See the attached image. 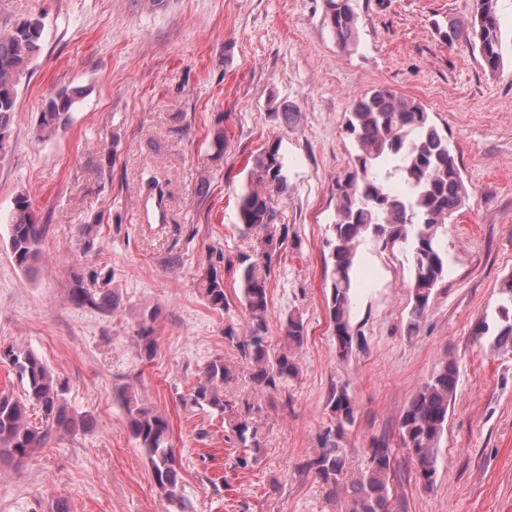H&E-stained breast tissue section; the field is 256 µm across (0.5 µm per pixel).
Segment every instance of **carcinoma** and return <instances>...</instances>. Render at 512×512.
<instances>
[{"label": "carcinoma", "instance_id": "cac0c4a2", "mask_svg": "<svg viewBox=\"0 0 512 512\" xmlns=\"http://www.w3.org/2000/svg\"><path fill=\"white\" fill-rule=\"evenodd\" d=\"M326 18L336 43L346 47L356 34V16L351 0H325ZM448 46L464 41L478 48L482 66L495 74L503 63L502 38L496 0H473L470 17L464 21L435 22ZM43 22L30 17L0 34V154L10 143L18 89L31 59L40 52ZM82 91L64 88L49 99L41 113L37 137L48 138L66 127L69 113ZM346 132L356 147L355 169L337 183L336 220L329 225L325 245L331 265L327 306L333 322L336 346L341 356L364 348L363 336L353 328L355 280L353 269L360 245L373 241L398 245L409 255L412 272V308L407 335L419 329L430 298L448 270V252L442 242L446 224L468 200L448 134L443 132L425 107L394 90L379 86L351 106ZM224 125L218 120L210 146L216 160L224 158ZM288 192V176L280 154V142L268 144L248 173L238 204L241 232H266L265 262L239 260V280L247 313L246 325H224V339L235 345L252 366L251 382L257 400L232 403L224 399V387L238 378L236 367L216 357L209 361L184 404L210 409L224 418L227 439L242 449L235 467L246 470L257 465L264 452V437L255 414L263 410L260 400L277 407L276 400L297 378V353L307 331L301 317L284 320L281 345L268 341V278L277 249L287 236L278 227L274 197ZM9 248L19 268L30 274L41 261L45 227L36 222L32 201L26 194L15 196L9 216ZM112 275L103 268L87 267L74 277L69 298L79 307L112 314L119 295L109 288ZM199 292L214 311L227 307L224 281L214 267L198 278ZM497 307L485 314L478 334L493 339L496 347L512 345V276L505 278ZM161 310L144 311L136 332L140 357L150 361L156 354L155 323ZM0 359L15 370L23 397L0 391V465H18L43 448L56 434L87 432L94 427L88 414H76L68 405L67 382L50 369L32 350L9 347ZM459 383L457 362L446 358L409 400L399 419V447L413 465L416 483L432 488L438 478V459L448 426V410ZM126 422L134 440L144 449L156 489L171 512H187L182 493L181 463L169 445V421L139 402L128 391L121 394ZM328 423L316 436V448L298 470L311 474L323 495L339 501L341 512H393L392 486L395 475L394 449L380 441L366 451V463L353 469L346 430L356 422L357 405L347 387L331 389ZM38 411L39 422L30 411Z\"/></svg>", "mask_w": 512, "mask_h": 512}]
</instances>
